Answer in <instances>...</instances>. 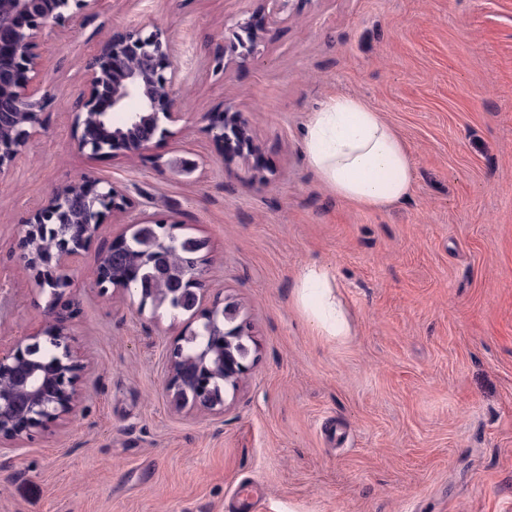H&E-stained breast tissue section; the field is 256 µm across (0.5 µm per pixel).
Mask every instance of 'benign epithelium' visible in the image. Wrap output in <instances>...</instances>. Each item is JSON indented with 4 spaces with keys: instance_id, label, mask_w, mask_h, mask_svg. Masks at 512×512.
Returning a JSON list of instances; mask_svg holds the SVG:
<instances>
[{
    "instance_id": "obj_1",
    "label": "benign epithelium",
    "mask_w": 512,
    "mask_h": 512,
    "mask_svg": "<svg viewBox=\"0 0 512 512\" xmlns=\"http://www.w3.org/2000/svg\"><path fill=\"white\" fill-rule=\"evenodd\" d=\"M98 0H0V126L26 116V125L15 129L8 144L0 140V176L13 166L29 140L43 130L42 113L53 99L41 83L44 31L48 23H69L76 14L96 8ZM267 33L265 22L237 24L233 39L224 46L229 60L246 62L254 57ZM173 42L162 31L149 33L142 27L112 33L87 60L76 104L70 112L76 129L75 149L94 157L105 153L141 152L150 148L156 135L182 118L177 111L175 87L179 65ZM137 108L127 111L129 102ZM114 112L127 113L124 130L107 120ZM215 140L224 143V160L253 156L257 148L243 113L230 107L210 119ZM83 190V217L70 220L74 207L71 190ZM69 184L50 195L24 221L20 240L39 235L53 237L48 248L20 255L31 272L33 286L48 296L44 322L37 332L21 336L8 348L0 347V447L14 448L21 442L59 426L76 416L81 402L80 383L84 367L73 355L67 319L57 312L58 301L72 287L71 272L95 240L100 227L135 208L122 186L111 181ZM158 276L167 287H181L170 262L162 257ZM224 337L211 336L194 356L180 365L182 345L167 352L166 386L177 398L191 391L196 405L214 414L224 412V402L210 399L213 379L239 384L247 366L224 360Z\"/></svg>"
}]
</instances>
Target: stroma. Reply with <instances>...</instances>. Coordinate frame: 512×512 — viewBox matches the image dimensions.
I'll use <instances>...</instances> for the list:
<instances>
[{
	"instance_id": "stroma-1",
	"label": "stroma",
	"mask_w": 512,
	"mask_h": 512,
	"mask_svg": "<svg viewBox=\"0 0 512 512\" xmlns=\"http://www.w3.org/2000/svg\"><path fill=\"white\" fill-rule=\"evenodd\" d=\"M258 0H100L47 27V131L0 177V343L36 331L21 225L57 188L112 181L134 218L207 243L197 309L171 315L101 288L105 224L63 302L84 365L77 420L0 450V512H512V0H293L246 64L217 68ZM162 30L182 119L149 150L87 158L68 112L90 50ZM360 97L407 144L410 199L363 210L308 166L306 124ZM232 106L265 180L225 162L203 116ZM329 269L350 323L317 334L295 288ZM250 326L224 411L176 409L166 353L215 299Z\"/></svg>"
}]
</instances>
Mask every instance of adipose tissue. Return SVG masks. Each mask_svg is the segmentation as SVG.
<instances>
[{
	"mask_svg": "<svg viewBox=\"0 0 512 512\" xmlns=\"http://www.w3.org/2000/svg\"><path fill=\"white\" fill-rule=\"evenodd\" d=\"M304 152L326 188L360 208L385 210L412 193L413 167L405 142L379 112L358 97H333L311 114ZM298 298L319 331L348 335V322L336 306L326 269L305 268Z\"/></svg>",
	"mask_w": 512,
	"mask_h": 512,
	"instance_id": "adipose-tissue-1",
	"label": "adipose tissue"
}]
</instances>
